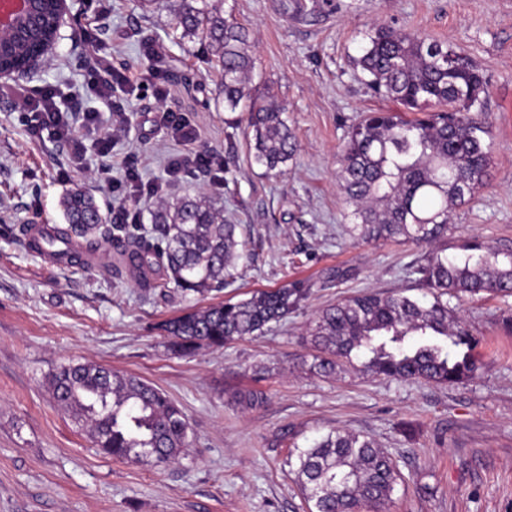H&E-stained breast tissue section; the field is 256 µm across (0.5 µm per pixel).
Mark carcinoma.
Instances as JSON below:
<instances>
[{"label": "carcinoma", "instance_id": "carcinoma-1", "mask_svg": "<svg viewBox=\"0 0 512 512\" xmlns=\"http://www.w3.org/2000/svg\"><path fill=\"white\" fill-rule=\"evenodd\" d=\"M174 16L180 39L204 45L220 74L224 111L246 114L250 162L268 174L284 172L297 153L287 109L253 97L254 44L244 25L224 16V0H146ZM37 39L28 38L8 62L23 64ZM354 68L375 93L402 107L366 112L348 132L337 177L351 208L350 235L357 244L430 245L447 236L453 210L484 185L491 130L472 111L486 93L476 66L446 42L377 25L366 35ZM60 208L67 224L56 237L85 241V253L109 250L119 234H138L131 253L138 277L163 270L184 292L207 294L234 279L239 258L237 225L202 195L172 193L151 211V225L107 224L94 196L66 190ZM425 293H362L324 307L309 336L318 351L312 364L332 375L344 364L397 381L447 385L474 376L479 340L448 309L445 296H512V246L468 242L450 255L434 248L413 269ZM303 282L257 290L236 302L220 301L158 324L168 349L188 356L202 347L255 336L288 317L307 298ZM57 405L75 423L89 425L98 450L142 466L173 463L187 447L188 423L162 391L131 375L97 364L61 366L51 375ZM235 402L255 408L263 392H238ZM307 512H385L403 476L374 439L333 429L288 457Z\"/></svg>", "mask_w": 512, "mask_h": 512}]
</instances>
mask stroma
Segmentation results:
<instances>
[{
    "instance_id": "obj_1",
    "label": "stroma",
    "mask_w": 512,
    "mask_h": 512,
    "mask_svg": "<svg viewBox=\"0 0 512 512\" xmlns=\"http://www.w3.org/2000/svg\"><path fill=\"white\" fill-rule=\"evenodd\" d=\"M224 10L256 46L253 95L288 109L298 153L284 175L251 164L246 124L218 104L219 75L205 50L179 43L168 12L144 10L141 0H71L54 60L0 81V512H305L288 454L334 428L369 435L397 460L404 480L388 512H512V297L449 299L480 341L475 376L453 385L382 379L356 365L320 375L306 336L316 312L341 297L420 292L412 269L424 247L353 246L336 182L349 126L362 113L397 108L351 63L374 25L447 42L477 66L491 128L488 174L438 245L453 254L468 237L512 243V0H224ZM86 29L96 45L83 40ZM149 39L165 52L171 94L121 96L131 122L109 156L88 149L80 169L68 142L29 135L24 96L51 85L75 111L97 107L83 92L95 55L136 81ZM163 110L197 124L194 150L224 161L218 177L181 182L223 208L244 243L221 299L310 286L262 335L185 357L168 350L156 325L209 298L174 288L160 272L143 287L114 254L49 264L18 232L62 224L60 195L74 185L114 216L127 156L137 157L143 181L162 178L179 150L153 124ZM333 269L342 277L329 278ZM70 363L107 366L162 390L188 420L185 454L145 467L99 453L50 390V373ZM246 389L263 392L265 404H236Z\"/></svg>"
}]
</instances>
